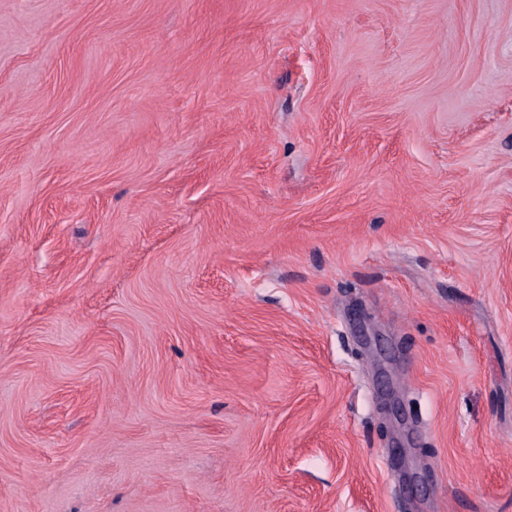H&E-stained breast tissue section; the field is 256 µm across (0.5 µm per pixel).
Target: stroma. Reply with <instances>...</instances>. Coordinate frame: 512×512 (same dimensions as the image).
<instances>
[{"label": "stroma", "mask_w": 512, "mask_h": 512, "mask_svg": "<svg viewBox=\"0 0 512 512\" xmlns=\"http://www.w3.org/2000/svg\"><path fill=\"white\" fill-rule=\"evenodd\" d=\"M512 512V0H0V512Z\"/></svg>", "instance_id": "35a3bbf8"}]
</instances>
